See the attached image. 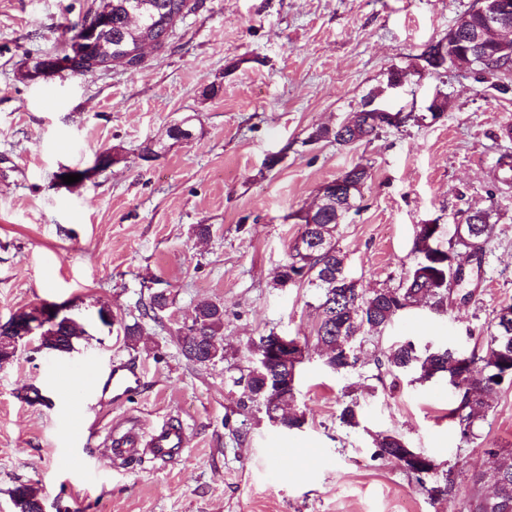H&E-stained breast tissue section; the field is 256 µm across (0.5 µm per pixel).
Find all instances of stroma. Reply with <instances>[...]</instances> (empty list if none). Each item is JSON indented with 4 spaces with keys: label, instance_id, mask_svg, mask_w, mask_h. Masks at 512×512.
Wrapping results in <instances>:
<instances>
[{
    "label": "stroma",
    "instance_id": "1",
    "mask_svg": "<svg viewBox=\"0 0 512 512\" xmlns=\"http://www.w3.org/2000/svg\"><path fill=\"white\" fill-rule=\"evenodd\" d=\"M475 3L203 0L138 68L28 84L19 71L60 50L99 0H0V320L67 304L85 329L72 354L29 345L0 366V512H14L22 484L39 489L48 512H468L484 449L512 448V384L465 443L447 391L389 372L386 353L406 336L482 349L497 310L512 303V189L496 188L497 160L512 153V92L485 89L458 69L419 70L423 51ZM394 68L409 72L397 89L387 86ZM213 85L218 94L205 96ZM378 88L414 120L349 147L309 142ZM439 91L447 108L426 118ZM187 116L192 139H168ZM148 143L155 155L145 160ZM107 149L119 163L63 183L62 170L93 167ZM360 161L371 176L337 243L365 291L405 279L417 225L438 224L446 241L465 212L489 208L495 231L481 268L453 288L447 314L412 308L382 335L365 336L357 368L337 374L317 345L315 288L275 279L302 232L296 211ZM201 224L209 236H198ZM157 291L172 303L153 320L143 305ZM202 301L224 307V357L205 364L186 360L176 336ZM102 306L140 324L135 345L98 322ZM272 332L306 349L298 430L275 426L232 383L252 343ZM120 360L138 367L140 389L100 410L98 390L80 383L92 411L72 433L57 373L103 376ZM350 402L360 408L354 426L339 419ZM168 420L188 435L180 461H113L111 429L146 435ZM383 434L434 457L453 493L431 496L375 457ZM272 441L291 455L270 456Z\"/></svg>",
    "mask_w": 512,
    "mask_h": 512
}]
</instances>
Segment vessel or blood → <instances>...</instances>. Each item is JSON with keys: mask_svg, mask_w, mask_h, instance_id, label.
I'll return each mask as SVG.
<instances>
[{"mask_svg": "<svg viewBox=\"0 0 512 512\" xmlns=\"http://www.w3.org/2000/svg\"><path fill=\"white\" fill-rule=\"evenodd\" d=\"M141 384V375L137 370L125 364L112 367L107 376L96 379L102 405L123 403ZM187 446L185 431L178 424H164L154 429L149 436L136 432L122 434L112 440L114 458L129 460L141 453H149L154 459L173 462L181 458Z\"/></svg>", "mask_w": 512, "mask_h": 512, "instance_id": "b4317fda", "label": "vessel or blood"}]
</instances>
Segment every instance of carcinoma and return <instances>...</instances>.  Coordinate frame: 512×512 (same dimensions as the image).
Segmentation results:
<instances>
[{
    "label": "carcinoma",
    "instance_id": "cac0c4a2",
    "mask_svg": "<svg viewBox=\"0 0 512 512\" xmlns=\"http://www.w3.org/2000/svg\"><path fill=\"white\" fill-rule=\"evenodd\" d=\"M112 20L109 27L102 29L98 39L112 46V59L121 60L126 56V48L149 39L156 41L157 47H165L175 26L176 19L169 9L172 0H111ZM483 25V17L475 8L460 18V31H476ZM450 63L458 69H467L477 74V81L487 88L506 94L509 85L499 80V75L512 69V57L493 53L481 64L464 65L466 57L461 48L448 49ZM383 129L374 126H358L357 132H341L334 127L320 126L309 136V141H333L340 146H351L357 142L376 138ZM354 171L351 178L350 200L336 205L330 200L308 219L297 216L303 224L299 239L288 251V260L283 268L297 276V283L305 281L318 290L319 322L316 328L318 346L326 354L328 368L336 373H347L358 364L356 331L366 330L381 334L403 313L426 301L430 309H447L451 294V269L448 258L457 255L462 249L469 258L482 263V257L472 254L474 243H487L493 235L492 210L480 209L470 212L464 223L454 225L449 246H444L438 234L427 224L416 226L414 251L416 260L405 280L394 289L374 290L370 293L361 288L346 287L350 278L345 266V255L336 245L338 226L346 214L358 209L361 188L370 177L367 165L358 162L350 167ZM306 247L299 248V243ZM169 305V298L163 291L150 296L145 313H153L158 318ZM224 329V306L202 301L195 307L194 320L187 332L179 336L182 355L193 363H207L224 358V345L221 333ZM84 333L77 323L59 322L43 329V344L60 350L69 348L70 343ZM387 364L393 370L412 376V381L425 383L433 380L434 373H440L443 382L451 381L450 392L454 408L450 415L454 419L461 439L467 440L474 434L477 422L485 419L494 395L505 381L512 382V319L505 321L495 318L486 342V350L478 355L467 354L454 347L442 344L420 349L411 340L403 341L390 348L386 356ZM481 366L480 376H470L472 369ZM282 373L276 367H266L262 376L249 373L233 379V385H245L251 397L263 385L269 386L264 403L268 416H278L288 430L300 429L304 418L290 412L295 402L297 388H277ZM403 438L396 434H386L376 441L375 454L396 463L402 460ZM486 470L474 475L473 482L482 484L485 479L494 480L493 498L476 496L470 505L471 512H512V452L503 448L485 449ZM39 490L31 485H20L13 492V505L16 512H37L36 498Z\"/></svg>",
    "mask_w": 512,
    "mask_h": 512
}]
</instances>
